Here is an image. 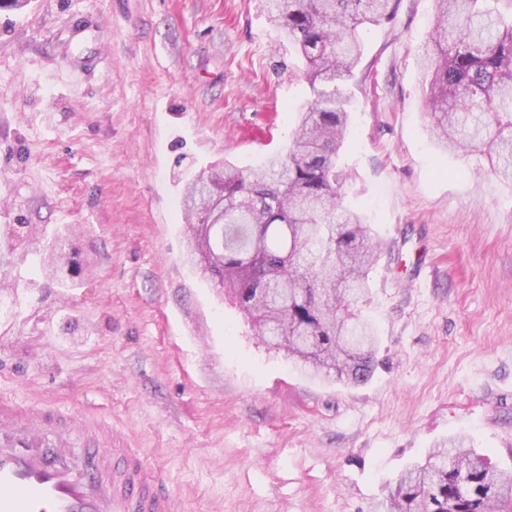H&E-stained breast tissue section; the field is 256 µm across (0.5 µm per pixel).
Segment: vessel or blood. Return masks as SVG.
Wrapping results in <instances>:
<instances>
[{
	"instance_id": "obj_1",
	"label": "vessel or blood",
	"mask_w": 512,
	"mask_h": 512,
	"mask_svg": "<svg viewBox=\"0 0 512 512\" xmlns=\"http://www.w3.org/2000/svg\"><path fill=\"white\" fill-rule=\"evenodd\" d=\"M0 398V512H184L164 474L91 417Z\"/></svg>"
}]
</instances>
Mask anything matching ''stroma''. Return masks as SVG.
<instances>
[{
  "instance_id": "1",
  "label": "stroma",
  "mask_w": 512,
  "mask_h": 512,
  "mask_svg": "<svg viewBox=\"0 0 512 512\" xmlns=\"http://www.w3.org/2000/svg\"><path fill=\"white\" fill-rule=\"evenodd\" d=\"M434 0L362 33L340 151L382 243L357 308L359 386L297 371L184 261L183 188L285 152L310 92L261 0H27L0 9V224H46L91 267L61 287L14 253L0 397L100 409L186 512H375L455 436L512 468V186L442 152L419 57Z\"/></svg>"
}]
</instances>
